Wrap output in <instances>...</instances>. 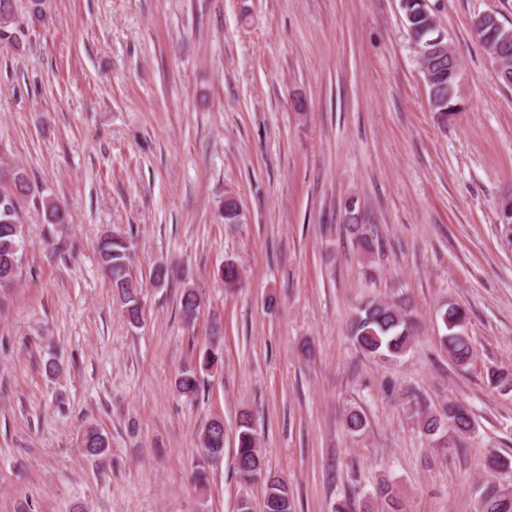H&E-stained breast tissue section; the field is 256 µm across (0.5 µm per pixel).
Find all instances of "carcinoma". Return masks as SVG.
I'll return each instance as SVG.
<instances>
[{
	"label": "carcinoma",
	"instance_id": "1",
	"mask_svg": "<svg viewBox=\"0 0 512 512\" xmlns=\"http://www.w3.org/2000/svg\"><path fill=\"white\" fill-rule=\"evenodd\" d=\"M15 0H0V41L20 44L23 29L17 26L14 9ZM402 9L405 22L417 46L432 49L434 40L439 36L437 28L432 26L433 15L422 0H403ZM429 79V103L432 111L441 116L456 110L454 97L448 95V85H457L453 70L445 53H434L425 60ZM0 178L8 187L0 190V288H11L16 281L23 256L24 229L20 220V200L29 195L31 185L26 173L18 168H7L0 172ZM348 227L354 236L357 249L368 255L373 247L379 246L377 234L373 229L359 223L355 204L346 207ZM44 219L48 224H66L69 222L67 209L53 200L44 204ZM102 268L108 277L113 296L118 300L124 319L133 327L141 325L144 319L145 304L142 301L141 288L133 276L135 254L128 238L121 233H107L100 237L97 244ZM202 300L192 288L183 290L180 297V309L188 322L200 314ZM441 320L447 330L444 344L448 353L459 366L470 362L475 348L470 337L464 331L467 323L465 309L456 304L448 305L441 311ZM414 335L410 313L402 305L382 301H368L357 309L351 320L350 336L361 351L380 355L384 358H397L403 355ZM223 363V351L220 341H215L209 350L203 352L198 361L183 367L176 381L177 391L185 397L197 396L202 385L203 374L213 371ZM458 436L470 432L472 418L470 410L464 405L450 404L440 413L425 412L419 420L420 430L427 436H434L446 425ZM346 428L356 434L365 430L367 417L357 408L345 414ZM236 465L240 478L251 482L263 476L264 461L256 442L252 418L242 415L237 423ZM208 435L207 445L203 446V462L193 472L194 481L206 486L209 482L206 465L214 458L224 454V424L209 422L204 429ZM85 454L101 457L108 448L107 439L95 428L87 429L82 436ZM405 512L403 500L397 487L384 481L379 484L373 500L363 504V512ZM263 512H294V497L288 483L277 477L267 479ZM477 512H512V484L487 482L481 490Z\"/></svg>",
	"mask_w": 512,
	"mask_h": 512
}]
</instances>
